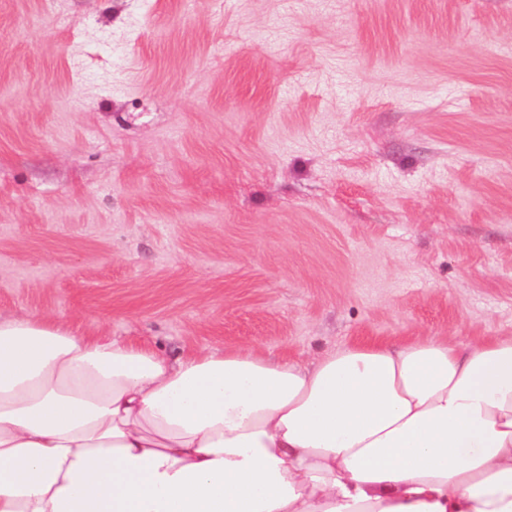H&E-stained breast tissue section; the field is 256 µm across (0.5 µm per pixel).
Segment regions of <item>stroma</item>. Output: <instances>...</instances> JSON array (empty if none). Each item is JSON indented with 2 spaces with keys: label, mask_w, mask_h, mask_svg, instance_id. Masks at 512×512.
<instances>
[{
  "label": "stroma",
  "mask_w": 512,
  "mask_h": 512,
  "mask_svg": "<svg viewBox=\"0 0 512 512\" xmlns=\"http://www.w3.org/2000/svg\"><path fill=\"white\" fill-rule=\"evenodd\" d=\"M20 313L174 358L512 336V0H0Z\"/></svg>",
  "instance_id": "obj_1"
}]
</instances>
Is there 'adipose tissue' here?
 Wrapping results in <instances>:
<instances>
[{
	"label": "adipose tissue",
	"mask_w": 512,
	"mask_h": 512,
	"mask_svg": "<svg viewBox=\"0 0 512 512\" xmlns=\"http://www.w3.org/2000/svg\"><path fill=\"white\" fill-rule=\"evenodd\" d=\"M0 512H512V336L173 359L0 316Z\"/></svg>",
	"instance_id": "ef3b65f1"
}]
</instances>
